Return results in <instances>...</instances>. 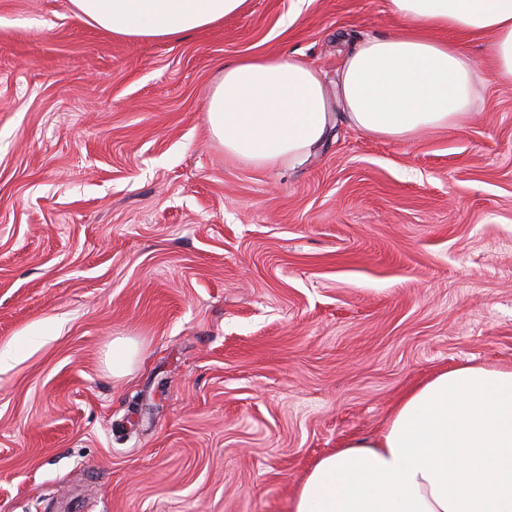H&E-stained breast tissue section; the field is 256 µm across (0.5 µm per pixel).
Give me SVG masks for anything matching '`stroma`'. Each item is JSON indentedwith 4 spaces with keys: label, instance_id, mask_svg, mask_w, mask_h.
Returning a JSON list of instances; mask_svg holds the SVG:
<instances>
[{
    "label": "stroma",
    "instance_id": "stroma-1",
    "mask_svg": "<svg viewBox=\"0 0 512 512\" xmlns=\"http://www.w3.org/2000/svg\"><path fill=\"white\" fill-rule=\"evenodd\" d=\"M400 26L387 0H250L158 40L0 0V512H292L410 390L512 365V85L408 139L336 110L292 167L207 129L225 64L332 81ZM136 349V343L130 339L115 341L111 361L113 376H123L130 372Z\"/></svg>",
    "mask_w": 512,
    "mask_h": 512
}]
</instances>
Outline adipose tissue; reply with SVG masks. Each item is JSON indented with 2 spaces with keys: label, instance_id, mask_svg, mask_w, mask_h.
<instances>
[{
  "label": "adipose tissue",
  "instance_id": "adipose-tissue-1",
  "mask_svg": "<svg viewBox=\"0 0 512 512\" xmlns=\"http://www.w3.org/2000/svg\"><path fill=\"white\" fill-rule=\"evenodd\" d=\"M86 24L172 39L248 8V0H70ZM403 33L369 37L344 59L335 90L293 55L225 65L206 123L229 156L259 167L296 162L323 140L338 97L360 132L407 138L459 125L476 64L462 41L492 34L496 81L512 84V0H389ZM294 512H512V366L467 365L407 395L384 431L321 458Z\"/></svg>",
  "mask_w": 512,
  "mask_h": 512
}]
</instances>
